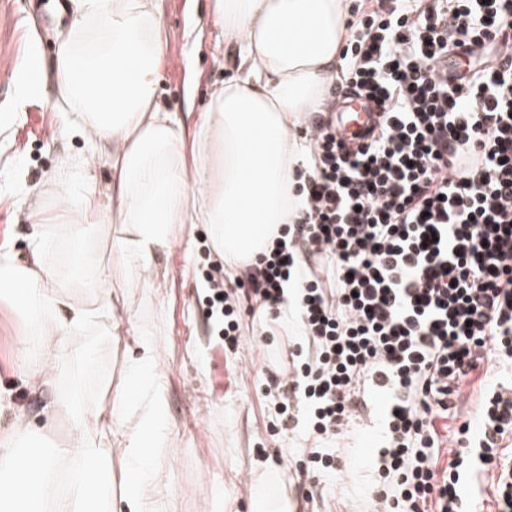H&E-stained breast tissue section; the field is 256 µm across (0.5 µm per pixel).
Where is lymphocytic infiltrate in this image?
I'll return each instance as SVG.
<instances>
[{
    "instance_id": "obj_1",
    "label": "lymphocytic infiltrate",
    "mask_w": 512,
    "mask_h": 512,
    "mask_svg": "<svg viewBox=\"0 0 512 512\" xmlns=\"http://www.w3.org/2000/svg\"><path fill=\"white\" fill-rule=\"evenodd\" d=\"M347 28L344 79L375 130L353 147L324 116L307 124L302 208L239 282L261 324L298 310L304 341L268 380L277 413L306 424L319 471L321 444L381 395L378 512H466L487 477L512 512V380L487 378L440 474L434 426L470 373L512 365V0H376ZM206 282L208 318L238 346L222 265Z\"/></svg>"
}]
</instances>
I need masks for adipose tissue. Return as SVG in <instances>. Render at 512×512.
Listing matches in <instances>:
<instances>
[{
    "instance_id": "ef3b65f1",
    "label": "adipose tissue",
    "mask_w": 512,
    "mask_h": 512,
    "mask_svg": "<svg viewBox=\"0 0 512 512\" xmlns=\"http://www.w3.org/2000/svg\"><path fill=\"white\" fill-rule=\"evenodd\" d=\"M352 0H213L225 43L238 64L209 95L194 125L157 99L164 51L157 0H78L81 23L61 43L55 79L79 111L77 132L107 148V197L122 224L112 261L85 260L81 278L101 282L92 304L59 290L57 272L34 237L30 260L0 249V296L32 308L24 346L32 379L53 385L68 338L98 317L110 318L112 285L148 287L156 251L183 224L208 225L229 269L253 262L302 205L296 172L310 152L298 134L305 114L322 111L340 80V48ZM59 221L82 224L100 213L93 183L76 187L62 172L46 181ZM164 377L154 342L137 338L122 387L102 413L121 445L123 491L112 495V455L84 433L51 454L0 446V512H157L163 478L155 459L167 436Z\"/></svg>"
}]
</instances>
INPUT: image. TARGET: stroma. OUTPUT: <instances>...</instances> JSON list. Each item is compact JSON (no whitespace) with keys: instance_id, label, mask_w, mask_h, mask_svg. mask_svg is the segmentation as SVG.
<instances>
[{"instance_id":"obj_1","label":"stroma","mask_w":512,"mask_h":512,"mask_svg":"<svg viewBox=\"0 0 512 512\" xmlns=\"http://www.w3.org/2000/svg\"><path fill=\"white\" fill-rule=\"evenodd\" d=\"M160 4L164 63L158 100L172 111H205L210 90L223 83L235 52L216 32L210 0ZM75 20L74 0H0V246L10 245L23 260L30 257L29 211L40 206L51 215L57 209L44 191L50 173L69 163L102 194L112 179L106 153L92 151L75 134L77 113L55 83L57 52ZM31 65L40 69L43 89L23 97L19 90ZM46 230V257L59 268L61 285L72 299L91 302L93 283L75 279L72 266L85 251L100 264L110 262L120 230L111 212H104L98 224L65 231L50 224ZM215 260L206 225H182L174 248L157 251L151 262L159 289L123 290L113 314V322L150 335L166 376L169 430L157 459L165 477L162 512H251L261 488L257 478L269 472L276 479L261 489L286 502L290 512H372L376 430L371 419L381 413L383 397L372 400L371 419L338 443L335 472L302 475L312 442L301 431L270 436L276 407L263 385L267 365L285 355L300 331L282 323L267 331V341L257 343L253 336L262 331L260 324L247 315L242 321L247 342L234 350L216 346L198 302ZM26 319L25 310L0 298V387L11 393L9 406L0 408V441L11 438L18 447L46 451L72 435L73 413L90 418L105 409L108 389L123 380L134 339L125 333L111 336V322L104 321L73 335L57 362L55 383L57 394L71 398L72 410L51 419L44 412V394L32 392L18 362ZM484 380L480 371L466 377L454 413L436 419L442 448L437 471L449 466L460 424L472 420L481 403ZM22 419L28 430H18Z\"/></svg>"}]
</instances>
